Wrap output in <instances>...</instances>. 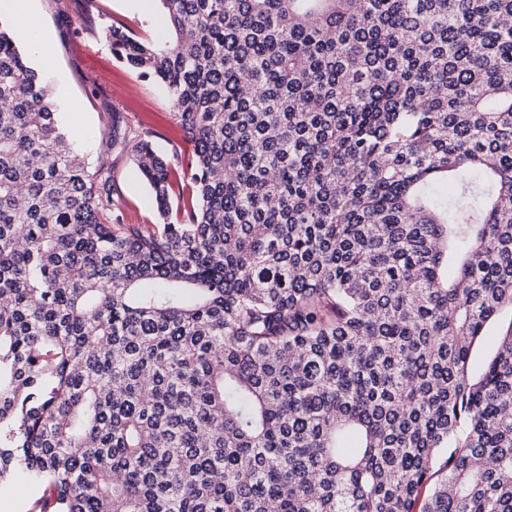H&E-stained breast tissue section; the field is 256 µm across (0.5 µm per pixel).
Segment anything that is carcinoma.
Returning <instances> with one entry per match:
<instances>
[{
  "mask_svg": "<svg viewBox=\"0 0 512 512\" xmlns=\"http://www.w3.org/2000/svg\"><path fill=\"white\" fill-rule=\"evenodd\" d=\"M111 25L160 224L0 15V485L28 512H512V0H158ZM426 498H420L422 490ZM510 321V314L502 315L496 321L491 323L487 330L486 335L482 341L477 344L472 353V362L474 367H479L494 351L492 340L495 336L499 335L504 326H507ZM37 494V489L25 476L18 474L0 487V512H27Z\"/></svg>",
  "mask_w": 512,
  "mask_h": 512,
  "instance_id": "carcinoma-1",
  "label": "carcinoma"
}]
</instances>
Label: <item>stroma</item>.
Here are the masks:
<instances>
[{
    "instance_id": "1",
    "label": "stroma",
    "mask_w": 512,
    "mask_h": 512,
    "mask_svg": "<svg viewBox=\"0 0 512 512\" xmlns=\"http://www.w3.org/2000/svg\"><path fill=\"white\" fill-rule=\"evenodd\" d=\"M121 22L151 37L162 28L157 0H32V25L16 28L22 46L47 40L51 60L38 70L53 85L57 108L78 133V149L91 164H105L125 206L127 224H156L160 217L133 162L131 130H150L165 156H184L183 140L165 89L116 61L106 32ZM81 110L70 113L69 101Z\"/></svg>"
}]
</instances>
